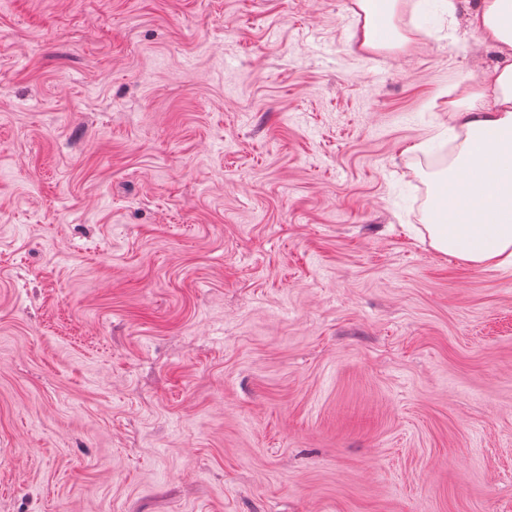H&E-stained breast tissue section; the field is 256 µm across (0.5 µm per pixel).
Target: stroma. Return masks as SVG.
Wrapping results in <instances>:
<instances>
[{"instance_id":"stroma-1","label":"stroma","mask_w":512,"mask_h":512,"mask_svg":"<svg viewBox=\"0 0 512 512\" xmlns=\"http://www.w3.org/2000/svg\"><path fill=\"white\" fill-rule=\"evenodd\" d=\"M401 0H0V512H512V269L423 244ZM399 0H353V11L362 18V24L356 32V49L358 51H367L376 49L384 43L378 35L376 25V4L384 2L388 5V12H392Z\"/></svg>"}]
</instances>
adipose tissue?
<instances>
[{"label": "adipose tissue", "instance_id": "1", "mask_svg": "<svg viewBox=\"0 0 512 512\" xmlns=\"http://www.w3.org/2000/svg\"><path fill=\"white\" fill-rule=\"evenodd\" d=\"M497 54L480 89L457 84L448 114L464 135L430 198V246L472 266L512 268V0H443Z\"/></svg>", "mask_w": 512, "mask_h": 512}]
</instances>
